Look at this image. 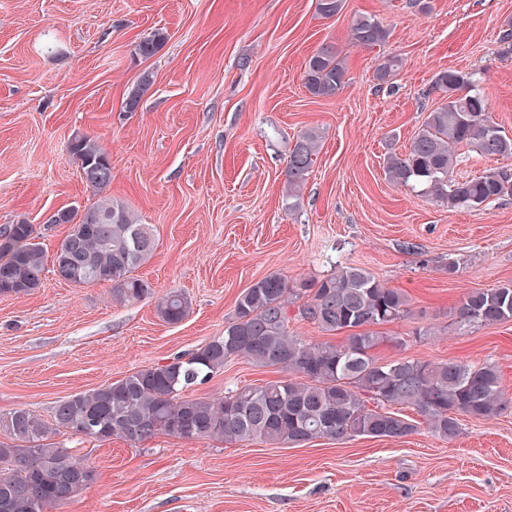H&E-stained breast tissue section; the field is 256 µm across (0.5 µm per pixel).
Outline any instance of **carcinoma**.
Here are the masks:
<instances>
[{"label":"carcinoma","mask_w":512,"mask_h":512,"mask_svg":"<svg viewBox=\"0 0 512 512\" xmlns=\"http://www.w3.org/2000/svg\"><path fill=\"white\" fill-rule=\"evenodd\" d=\"M343 8L344 0H316L325 18ZM349 36L353 45L370 48L385 42L388 32L374 17L362 15L352 22ZM166 38L156 30L135 45L134 53L149 59ZM398 66L396 57L383 59L375 78L387 81ZM480 82L474 72L443 70L434 76L432 90L440 102L427 112L408 151L385 158L390 181L450 210L512 197L511 170L454 177L458 146L486 157L512 156V137L493 120ZM347 83V59L335 45L323 44L308 58L304 86L311 95L332 98ZM153 84L150 71L139 75L126 98L127 111L137 110ZM319 150L316 129L298 136L285 171L288 198L298 197ZM69 151L82 169L95 168L100 176L91 183L93 204L55 214L54 223L69 228L53 255L52 272L76 286L109 283L119 303L149 297L151 285L133 272L153 254L152 225L139 223L127 204L109 193L112 163L95 137H75ZM46 270V252L33 225L0 228V296L34 292ZM190 309L191 300L175 290L156 304L158 316L170 324L182 321ZM410 313L404 291L385 286L362 267L338 269L312 288H293L270 274L242 292L224 335L204 346L60 400L49 420L27 409L0 414V435L6 436L0 440V512H51L91 481L92 470L53 441L61 429L132 445L163 434L185 441L298 447L317 438H402L419 423L437 437L452 439L460 418L491 420L508 409L500 373L492 364L379 358L375 350L398 339L382 335L378 327ZM449 318L459 331L512 321V284L469 292ZM293 319L332 335L342 333L344 342L304 340L290 331ZM236 358L282 376L218 398L184 396ZM396 405L410 408L419 420L390 410Z\"/></svg>","instance_id":"obj_1"}]
</instances>
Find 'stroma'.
Returning <instances> with one entry per match:
<instances>
[{
  "instance_id": "stroma-1",
  "label": "stroma",
  "mask_w": 512,
  "mask_h": 512,
  "mask_svg": "<svg viewBox=\"0 0 512 512\" xmlns=\"http://www.w3.org/2000/svg\"><path fill=\"white\" fill-rule=\"evenodd\" d=\"M429 4L346 0L325 19L315 0H0V226L35 225L55 252L68 227L51 215L94 200L69 152L85 134L111 158L112 196L157 237L135 271L153 297L119 304L109 284L50 273L31 294L0 297V413L50 417L59 400L223 335L237 298L261 278L297 287L345 266L410 299L411 317L382 327L401 345H381L379 357L490 363L512 398V322L447 327L468 292L512 283V198L451 210L384 172L386 153L404 152L436 106L442 70L478 73L512 136V55L497 40L512 0ZM363 14L388 31L381 46L351 44ZM158 29L164 45L136 57ZM326 43L348 60L346 87L328 99L303 86ZM387 56L401 65L382 84L375 68ZM146 70L154 85L126 111ZM309 128L320 153L292 208L283 171ZM172 289L191 301L176 324L156 312ZM426 324L441 335L416 339ZM277 377L236 359L190 395ZM53 440L93 472L60 512H512V407L463 420L450 440L423 426L294 448L163 434L135 447L66 431Z\"/></svg>"
}]
</instances>
